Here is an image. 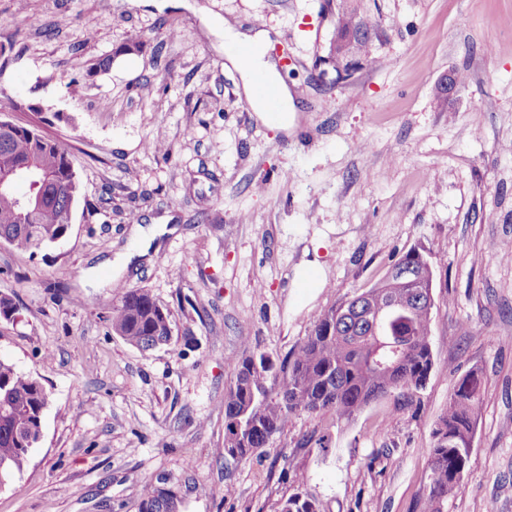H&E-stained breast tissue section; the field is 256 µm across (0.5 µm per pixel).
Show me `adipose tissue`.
Returning <instances> with one entry per match:
<instances>
[{"instance_id": "ef3b65f1", "label": "adipose tissue", "mask_w": 512, "mask_h": 512, "mask_svg": "<svg viewBox=\"0 0 512 512\" xmlns=\"http://www.w3.org/2000/svg\"><path fill=\"white\" fill-rule=\"evenodd\" d=\"M221 27L224 32V44L232 49L227 59L239 71L244 93L258 119L263 120L267 117L266 102L257 97L254 92L253 77L255 73L260 72L265 75L267 81L277 92L281 108L278 122L280 129L290 130L295 120L294 96L281 78L275 62L267 56V46L270 42L269 32L262 28L242 30L228 20L223 21ZM239 47L247 49V56L236 55L235 50Z\"/></svg>"}]
</instances>
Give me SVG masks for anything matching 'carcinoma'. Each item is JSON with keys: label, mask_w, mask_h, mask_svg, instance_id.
<instances>
[{"label": "carcinoma", "mask_w": 512, "mask_h": 512, "mask_svg": "<svg viewBox=\"0 0 512 512\" xmlns=\"http://www.w3.org/2000/svg\"><path fill=\"white\" fill-rule=\"evenodd\" d=\"M335 31L363 29L362 37L346 44V53L377 64L372 55L377 23L359 0H336ZM0 136V241L21 252H35L66 235L78 201L79 178L69 151L31 124L15 123ZM32 168L39 185H26L25 194L41 196L26 213L18 205L22 194L12 185L15 166ZM376 301H404L416 289L405 277L389 288H372ZM433 316L418 303L410 315L398 318L376 336L364 317L362 298L354 296L315 320L309 336L291 358L280 365L253 352L233 360L235 391L224 395V452L233 460L251 458L280 431L288 416L332 412L350 420L371 402L391 393L414 395L425 387L435 367L430 345ZM112 332L141 350L170 343L172 314L143 288L127 290L108 317ZM482 381L473 371L458 380L429 449V473L419 512H447L448 500L461 490V477L470 457L475 416L481 406ZM48 401L42 382L0 359V484L23 468L30 449L39 442V411ZM142 504L150 512H177L178 502L148 485ZM280 512H320L316 500L295 494Z\"/></svg>", "instance_id": "cac0c4a2"}]
</instances>
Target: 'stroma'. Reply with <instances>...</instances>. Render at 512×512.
<instances>
[{"instance_id":"35a3bbf8","label":"stroma","mask_w":512,"mask_h":512,"mask_svg":"<svg viewBox=\"0 0 512 512\" xmlns=\"http://www.w3.org/2000/svg\"><path fill=\"white\" fill-rule=\"evenodd\" d=\"M363 2L382 62L337 83L317 78L324 0H0L11 118L40 119L81 182L62 244L0 243V294L19 307L0 358L49 392L0 512H140L148 483L179 512H279L297 493L321 512H417L436 423L473 370L482 403L448 512H512V0ZM217 17L269 31L294 135L257 120ZM451 69L465 82L443 99ZM413 249L434 271L425 389L348 421L294 414L226 458L230 359L290 357ZM129 288L171 309L170 344L112 332Z\"/></svg>"}]
</instances>
